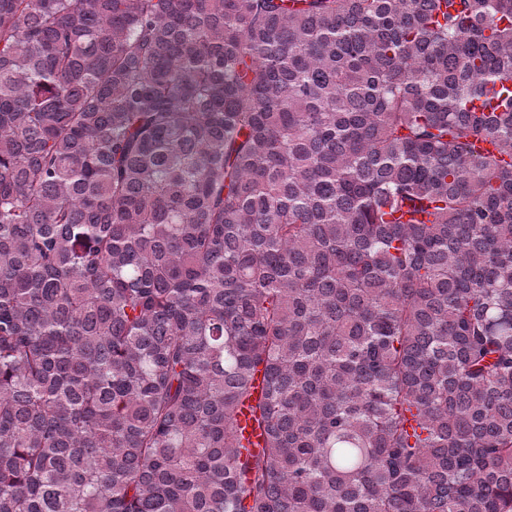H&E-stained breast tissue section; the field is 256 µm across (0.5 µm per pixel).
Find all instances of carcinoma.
<instances>
[{
  "label": "carcinoma",
  "mask_w": 512,
  "mask_h": 512,
  "mask_svg": "<svg viewBox=\"0 0 512 512\" xmlns=\"http://www.w3.org/2000/svg\"><path fill=\"white\" fill-rule=\"evenodd\" d=\"M0 512H512V0H0Z\"/></svg>",
  "instance_id": "carcinoma-1"
}]
</instances>
